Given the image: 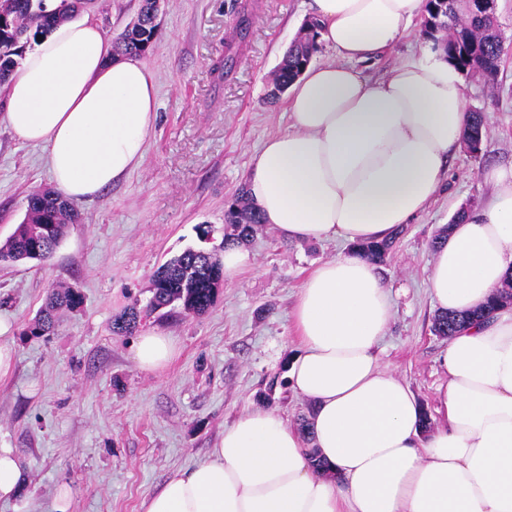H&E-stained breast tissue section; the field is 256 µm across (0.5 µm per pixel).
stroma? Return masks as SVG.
Instances as JSON below:
<instances>
[{"mask_svg":"<svg viewBox=\"0 0 512 512\" xmlns=\"http://www.w3.org/2000/svg\"><path fill=\"white\" fill-rule=\"evenodd\" d=\"M138 8L139 0H90L82 14L112 39ZM243 10L249 25L240 34ZM497 14L505 52L495 80H463L467 111L485 117L487 147L455 153L444 189L403 226L377 268L393 299L383 360L435 425L448 340L431 330V243L459 208L483 204L490 192L483 170L512 161V0H497ZM313 19L311 0H163L155 47L143 59L156 78L157 109L140 164L79 202L82 223L69 226L47 262L0 263V321L10 324L16 351L12 374L0 380V447L15 449L27 471L28 512H54L63 485L69 512H142L169 475L204 460L225 425L249 408L268 405L293 427L307 416L309 402L291 387H277L268 401L260 394L272 375L286 377L298 349L291 323L298 291L314 266L342 252L336 242H288L262 225L243 246L249 267L224 282L205 313L142 314L139 332L176 344L163 372L141 370L133 336L114 333L112 321L133 301H147L151 276L167 259L189 247L221 248L224 212L246 183L252 153L288 128L284 102L268 95L285 52ZM425 44L415 23L358 68L380 80L419 58ZM227 55L232 66L215 71ZM8 108L0 88V245L23 221L28 195L55 186L45 150L13 133ZM203 224L211 228L206 242ZM55 285L79 290L81 306L62 312L53 332L26 336Z\"/></svg>","mask_w":512,"mask_h":512,"instance_id":"1","label":"stroma"}]
</instances>
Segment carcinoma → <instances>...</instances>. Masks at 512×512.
Segmentation results:
<instances>
[{
  "instance_id": "obj_1",
  "label": "carcinoma",
  "mask_w": 512,
  "mask_h": 512,
  "mask_svg": "<svg viewBox=\"0 0 512 512\" xmlns=\"http://www.w3.org/2000/svg\"><path fill=\"white\" fill-rule=\"evenodd\" d=\"M84 5V0H60L56 8L49 11L45 0H0V84L16 73L21 42L49 33L57 25L72 19ZM157 12V0H140L135 19L114 39L113 56L142 57L149 53L157 36ZM316 27L314 21L307 23L288 49L274 74L272 95L286 90L311 62L319 47ZM423 34L462 74L486 79L497 75L504 53V36L496 0H491L480 16L463 13L460 3L425 0ZM484 140L483 115L472 112L464 147L478 154ZM81 221L76 204L61 192L38 191L28 197L22 223L0 246V260L46 261L61 243L67 226ZM261 226L260 212L247 190H236L225 214L223 247L248 241ZM399 234L397 230L380 242L361 244L355 251L374 264H382ZM223 281V263L216 253L203 248H188L154 271L151 297L145 311L153 313L163 309L167 316L204 313L215 303ZM510 299L512 279L506 281L484 307L468 313L437 314L432 331L437 336L450 337ZM81 303L82 296L74 288L59 286L52 289L46 306L36 314L24 335H44L54 327L59 310H74ZM139 321L140 310L133 305L113 320L112 328L116 333L131 334Z\"/></svg>"
}]
</instances>
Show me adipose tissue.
Masks as SVG:
<instances>
[{
  "label": "adipose tissue",
  "mask_w": 512,
  "mask_h": 512,
  "mask_svg": "<svg viewBox=\"0 0 512 512\" xmlns=\"http://www.w3.org/2000/svg\"><path fill=\"white\" fill-rule=\"evenodd\" d=\"M422 9L423 0H314L318 39L336 57L296 80L289 130L252 155L247 177L282 238L380 240L444 185L470 122L459 70L428 45L377 82L356 68L397 43ZM110 55L95 22H68L35 42L8 84V126L45 148L58 188L76 202L138 163L156 113L151 70ZM483 178L489 198L434 257L429 288L441 310L485 303L512 274V164ZM391 316L371 262L350 252L318 264L294 307L299 349L288 372L311 404L309 433L252 408L143 512H512V306L451 337L440 358L445 422L431 431L379 355ZM175 354L160 333L134 343L148 372Z\"/></svg>",
  "instance_id": "obj_1"
}]
</instances>
